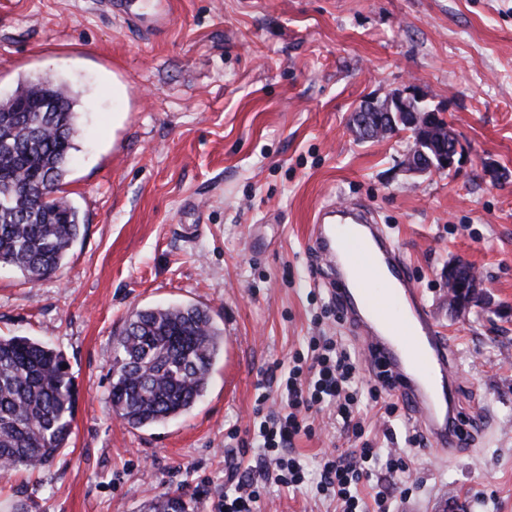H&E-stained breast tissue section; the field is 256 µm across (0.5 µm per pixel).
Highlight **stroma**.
<instances>
[{"label": "stroma", "mask_w": 512, "mask_h": 512, "mask_svg": "<svg viewBox=\"0 0 512 512\" xmlns=\"http://www.w3.org/2000/svg\"><path fill=\"white\" fill-rule=\"evenodd\" d=\"M0 0V97L52 75L78 92L62 194L85 224L38 284L0 267V336L60 350L77 391L67 448L39 472L0 474V512H143L164 492L189 512L224 495L229 439L257 384L288 362L330 297L309 243L328 203L376 209L445 331L457 403L480 422L443 456L407 447L400 416L372 431L407 449L378 473L393 512H512V0ZM416 86L463 149L449 173L403 168L409 132L359 140L363 101ZM463 260L484 303L448 305ZM208 307L224 331L210 386L186 415L135 430L113 413L109 359L140 308ZM348 442L327 419L294 451L316 469ZM413 480L410 496L400 493ZM307 486L270 487L264 512H335Z\"/></svg>", "instance_id": "1"}]
</instances>
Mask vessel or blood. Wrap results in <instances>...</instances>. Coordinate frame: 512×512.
Segmentation results:
<instances>
[{
	"mask_svg": "<svg viewBox=\"0 0 512 512\" xmlns=\"http://www.w3.org/2000/svg\"><path fill=\"white\" fill-rule=\"evenodd\" d=\"M321 265L335 271L332 294L414 409L437 448L461 438L450 345L431 319L398 246L362 207L318 210L311 233Z\"/></svg>",
	"mask_w": 512,
	"mask_h": 512,
	"instance_id": "vessel-or-blood-1",
	"label": "vessel or blood"
}]
</instances>
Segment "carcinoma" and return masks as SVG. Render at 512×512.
I'll return each mask as SVG.
<instances>
[{
  "mask_svg": "<svg viewBox=\"0 0 512 512\" xmlns=\"http://www.w3.org/2000/svg\"><path fill=\"white\" fill-rule=\"evenodd\" d=\"M44 106L18 112L20 102ZM77 112L65 82L21 81L0 98V267L31 284L56 273L79 239L78 210L57 196L75 149ZM224 349L208 309L167 305L129 316L110 360L115 414L140 429L188 413L207 391ZM62 352L26 336L0 337V463L36 471L67 447L76 389ZM148 512H187L183 496L167 492Z\"/></svg>",
  "mask_w": 512,
  "mask_h": 512,
  "instance_id": "carcinoma-1",
  "label": "carcinoma"
}]
</instances>
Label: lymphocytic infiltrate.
Segmentation results:
<instances>
[{"instance_id":"f902f5d3","label":"lymphocytic infiltrate","mask_w":512,"mask_h":512,"mask_svg":"<svg viewBox=\"0 0 512 512\" xmlns=\"http://www.w3.org/2000/svg\"><path fill=\"white\" fill-rule=\"evenodd\" d=\"M392 390L382 372L376 384L364 386L355 351L338 338L308 337L305 354L295 356L281 373L276 395L264 392L258 396L254 413L261 421L251 438L239 441L244 448L258 447L256 464L245 471L236 458L227 460L224 498L215 504V512H261L268 483L288 488L300 485L304 472L291 446L296 438L313 435L316 415L327 408L334 409L342 430L360 440L361 446L324 456L319 483L322 494L336 500L338 512H391L384 491H376L368 501L361 489L376 472L410 470L405 453L378 447L364 438L367 408L378 409L385 419L397 412Z\"/></svg>"}]
</instances>
